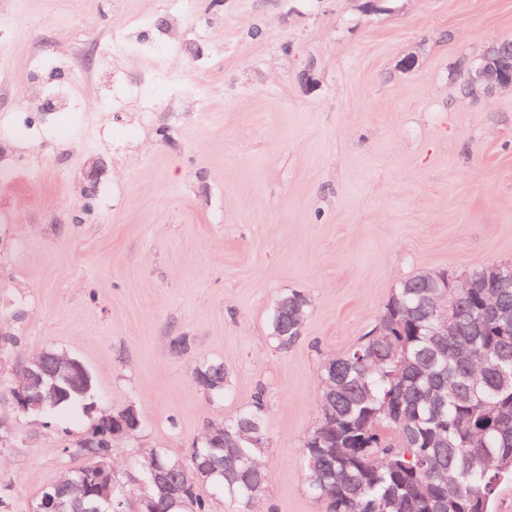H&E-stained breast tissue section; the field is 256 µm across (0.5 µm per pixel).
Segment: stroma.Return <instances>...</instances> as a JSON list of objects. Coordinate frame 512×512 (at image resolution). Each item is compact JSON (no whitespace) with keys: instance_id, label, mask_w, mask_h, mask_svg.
<instances>
[{"instance_id":"stroma-1","label":"stroma","mask_w":512,"mask_h":512,"mask_svg":"<svg viewBox=\"0 0 512 512\" xmlns=\"http://www.w3.org/2000/svg\"><path fill=\"white\" fill-rule=\"evenodd\" d=\"M208 3L157 55L145 22H165L167 0H0V121L27 113L38 139L0 181V336L19 340L0 350V512H36L85 462L81 408L13 403L21 365L49 349L92 370L102 411L140 410V432L112 443L118 474L154 450L186 457L264 391L257 512H324L302 464L323 364L403 279L512 262V90L457 92L467 61L512 38V0ZM119 19L130 51L90 63ZM160 81L166 105L113 143ZM62 96L71 139L45 113ZM92 157L105 171L88 200ZM292 290L310 312L280 349L268 317ZM175 335L187 354L170 352ZM211 360L230 373L220 400L193 381Z\"/></svg>"}]
</instances>
